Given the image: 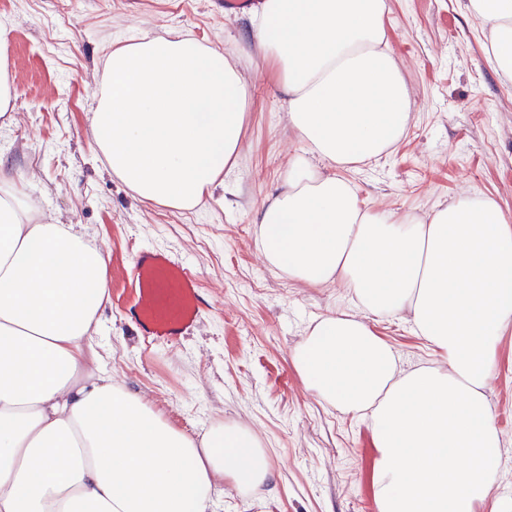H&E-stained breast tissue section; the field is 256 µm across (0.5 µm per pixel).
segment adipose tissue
Here are the masks:
<instances>
[{
	"instance_id": "1",
	"label": "adipose tissue",
	"mask_w": 512,
	"mask_h": 512,
	"mask_svg": "<svg viewBox=\"0 0 512 512\" xmlns=\"http://www.w3.org/2000/svg\"><path fill=\"white\" fill-rule=\"evenodd\" d=\"M512 79V0H465ZM387 0H261L249 46L285 93L302 144L260 208L256 242L295 283L339 285L292 360L306 388L362 421L377 512H512L487 390L512 334V212L462 193L427 216L378 211L346 173L388 155L412 116ZM92 109L109 171L140 201L190 210L236 163L250 93L224 52L175 33L113 41ZM108 254L72 224L34 221L0 172V512H208L218 480L270 482L252 429L195 439L85 347L109 299ZM404 318L435 360L400 370L378 320Z\"/></svg>"
}]
</instances>
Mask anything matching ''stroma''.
<instances>
[{
	"label": "stroma",
	"instance_id": "1",
	"mask_svg": "<svg viewBox=\"0 0 512 512\" xmlns=\"http://www.w3.org/2000/svg\"><path fill=\"white\" fill-rule=\"evenodd\" d=\"M463 3L388 0L414 117L390 155L348 173L370 207L424 215L480 192L512 211V80L488 66ZM246 26L241 14L225 13L224 0H0L15 91L0 112V167L43 221L77 225L106 250L111 288H122L116 269L135 246L175 249L199 274L211 309L190 336L146 350L128 313L111 304L87 347L186 434L240 423L259 437L273 482L254 496L218 483L210 512H376L368 427L319 402L291 359L310 325L347 307L346 293L274 275L256 243L255 213L299 144L265 63L246 51ZM165 32L231 55L251 92L236 168L191 210L133 197L90 128L113 41ZM375 330L402 370L431 363L406 321H379ZM488 396L512 458V335L500 344Z\"/></svg>",
	"mask_w": 512,
	"mask_h": 512
}]
</instances>
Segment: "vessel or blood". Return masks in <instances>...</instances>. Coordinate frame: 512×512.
I'll list each match as a JSON object with an SVG mask.
<instances>
[{
	"label": "vessel or blood",
	"instance_id": "vessel-or-blood-1",
	"mask_svg": "<svg viewBox=\"0 0 512 512\" xmlns=\"http://www.w3.org/2000/svg\"><path fill=\"white\" fill-rule=\"evenodd\" d=\"M131 268L119 302L137 322L146 347L188 334L208 305L197 274L170 251H138Z\"/></svg>",
	"mask_w": 512,
	"mask_h": 512
}]
</instances>
